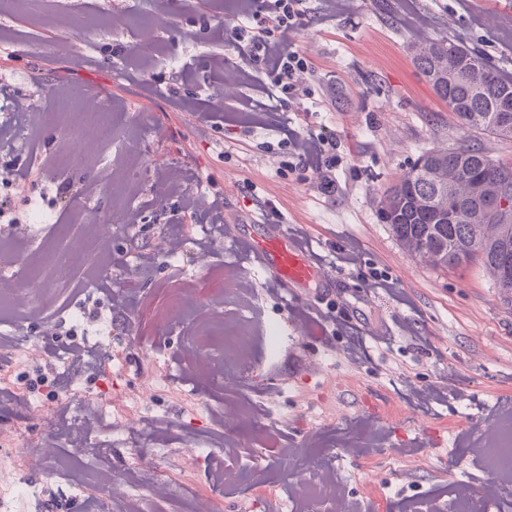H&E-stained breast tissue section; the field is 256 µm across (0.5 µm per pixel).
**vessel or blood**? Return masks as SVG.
<instances>
[{"label": "vessel or blood", "instance_id": "vessel-or-blood-1", "mask_svg": "<svg viewBox=\"0 0 512 512\" xmlns=\"http://www.w3.org/2000/svg\"><path fill=\"white\" fill-rule=\"evenodd\" d=\"M256 246L262 253L266 270L280 277L290 287L307 289L329 286V278L313 267L287 236L275 227H268Z\"/></svg>", "mask_w": 512, "mask_h": 512}]
</instances>
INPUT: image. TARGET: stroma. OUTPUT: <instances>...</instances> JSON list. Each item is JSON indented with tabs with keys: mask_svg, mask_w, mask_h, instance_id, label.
<instances>
[{
	"mask_svg": "<svg viewBox=\"0 0 512 512\" xmlns=\"http://www.w3.org/2000/svg\"><path fill=\"white\" fill-rule=\"evenodd\" d=\"M385 2L387 15L374 9L373 0H350L349 12L325 22L318 0H308L304 27L292 44L311 63L312 96L289 116L296 127L325 126L336 135V191L330 196L289 155L282 133L258 128L241 135L240 104L221 99L223 75L210 69L209 54L252 68L231 37L237 22L231 0H170V23L155 34L162 51L144 71L132 66L144 50L137 30L113 27L111 17L117 8L150 13V0H45L38 18L18 11L13 0L0 8V35L8 38L0 53V93L44 111L64 84L77 102L97 97L124 128L118 144L67 164L59 153L65 127L19 140L10 158L22 198L52 209L55 220L79 224L85 203L80 189L91 181L98 212L111 214L114 164L127 161L126 175L139 189L131 223L112 229L111 287L92 282L76 302L87 320L75 340L90 347L99 331L109 332L108 360L94 359L65 386L56 355L69 337L38 357L19 351L0 361V389L51 402L50 423L29 425L31 441L75 436L68 400L103 388L115 425L103 439L116 468L171 443L214 447L218 432L207 409L226 398L204 391L175 363L194 321L183 320L158 345L145 335L166 290L181 288L190 277L200 289L211 288L210 271L230 266L254 284L262 319L288 331L276 358H269L246 312L223 308L225 323L251 338L252 363L239 392L263 418L221 433L245 445L240 465L265 468L268 490L221 487L190 454L161 465L155 478L183 484L193 495L223 496L224 512H288L291 486L280 471L287 448L333 458L337 480L362 512H408L418 499L446 504L457 484L485 481L471 445L512 408V308L478 267L445 272L407 253L380 210L386 190L424 151L474 136L455 124L415 67V46L453 43L511 76L506 42L512 39V0ZM203 16L209 20L204 31L197 24ZM59 43L70 45L69 55L47 52V45ZM186 64L193 69L189 80L181 73ZM172 86L193 102V113L170 100ZM169 167L185 172V195L199 190L191 178L196 170L216 177L223 225L190 218L184 195L167 198L163 212L150 207L162 191L159 173ZM274 208L290 242H306L305 257L320 256L322 272L335 278L326 295L291 288L265 270L254 238ZM171 237L178 241L172 251L166 245ZM352 241L360 245L359 264L332 268L337 252ZM205 244L212 255L204 267L195 257ZM134 264L145 270L138 304L113 321L110 291L121 287L122 268ZM373 272L392 283L393 292L367 288ZM330 303L336 307L332 323L322 317ZM354 329L366 354L351 361L344 348ZM442 386L447 400L428 407L411 394ZM127 409L139 414L135 427L124 424ZM85 464L81 447L62 448L56 476L30 472L38 493L15 512H96L91 498L73 496L70 487V476Z\"/></svg>",
	"mask_w": 512,
	"mask_h": 512,
	"instance_id": "35a3bbf8",
	"label": "stroma"
}]
</instances>
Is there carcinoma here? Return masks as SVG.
Instances as JSON below:
<instances>
[{"mask_svg": "<svg viewBox=\"0 0 512 512\" xmlns=\"http://www.w3.org/2000/svg\"><path fill=\"white\" fill-rule=\"evenodd\" d=\"M413 63L457 122L495 141L512 140V112L497 110L512 98V82L486 70L468 50L440 41L419 44ZM506 193L512 196V163L463 141L422 153L386 190L392 206L382 216L408 253L442 270L476 264L500 295H512V210L480 208ZM448 208L458 212V221L433 223L434 211Z\"/></svg>", "mask_w": 512, "mask_h": 512, "instance_id": "carcinoma-1", "label": "carcinoma"}]
</instances>
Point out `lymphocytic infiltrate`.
<instances>
[{
  "label": "lymphocytic infiltrate",
  "instance_id": "lymphocytic-infiltrate-1",
  "mask_svg": "<svg viewBox=\"0 0 512 512\" xmlns=\"http://www.w3.org/2000/svg\"><path fill=\"white\" fill-rule=\"evenodd\" d=\"M238 14L243 22L233 29L236 42L242 43L254 69H228L221 53H212L209 66L215 71H231L233 82L225 86L224 95L242 107L241 123L246 129H287L289 118L285 107L308 96L311 66L299 51L286 48L285 39L298 35L305 16L304 0H239ZM263 71L267 83L258 84L256 71ZM257 86L266 95V102L244 96L246 86ZM336 142L326 129L289 131L288 152L304 169L321 176L319 189L329 195L336 190L331 170L336 159L328 153Z\"/></svg>",
  "mask_w": 512,
  "mask_h": 512
}]
</instances>
